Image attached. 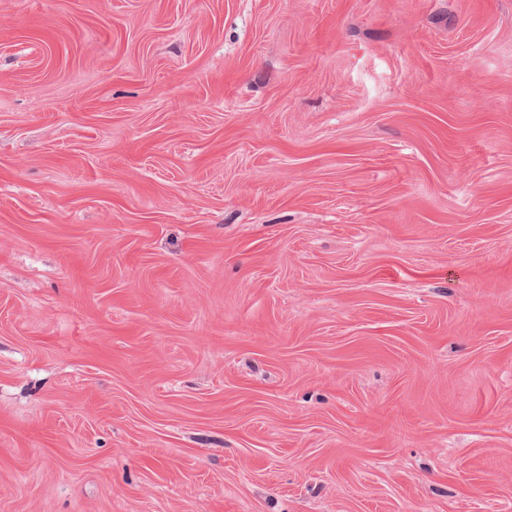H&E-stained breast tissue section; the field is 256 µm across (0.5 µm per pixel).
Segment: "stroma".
Masks as SVG:
<instances>
[{
  "label": "stroma",
  "instance_id": "obj_1",
  "mask_svg": "<svg viewBox=\"0 0 512 512\" xmlns=\"http://www.w3.org/2000/svg\"><path fill=\"white\" fill-rule=\"evenodd\" d=\"M0 512H512V0H0Z\"/></svg>",
  "mask_w": 512,
  "mask_h": 512
}]
</instances>
